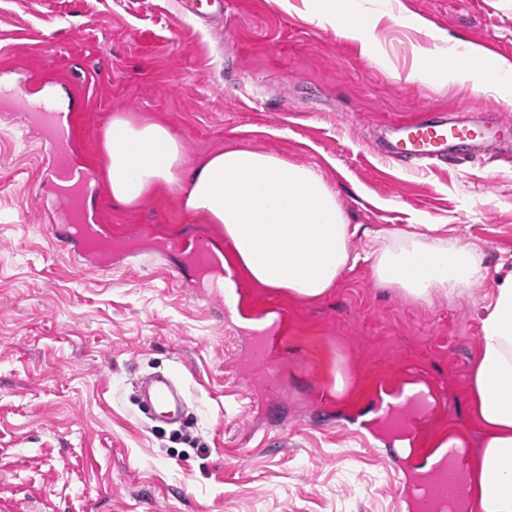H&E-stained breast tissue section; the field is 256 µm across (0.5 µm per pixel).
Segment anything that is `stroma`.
<instances>
[{
    "instance_id": "obj_1",
    "label": "stroma",
    "mask_w": 512,
    "mask_h": 512,
    "mask_svg": "<svg viewBox=\"0 0 512 512\" xmlns=\"http://www.w3.org/2000/svg\"><path fill=\"white\" fill-rule=\"evenodd\" d=\"M427 30L379 19L368 48L312 21L304 0H230L206 29L174 0H0V512H399V484L347 427L351 393L424 385L423 428L476 456L469 409L482 307L493 279L453 300L419 302L380 286L369 264L321 300L240 286L243 313L283 312L274 371L238 365L231 324L195 294L210 283L159 242L219 225L187 217L183 184L130 209L104 187L101 137L116 112L155 118L189 162L228 147L262 149L321 171L351 223L401 230L417 218L512 263V131L478 161L417 168L378 156V126L418 112L455 116L475 104L512 122V93L421 85L407 75L431 32L484 34L512 61V0H399ZM56 105L89 95L77 153L94 173L88 198L118 245L69 261L47 225L48 147L23 133L41 88ZM172 369L193 419L155 429L135 380ZM351 392L334 393L338 370Z\"/></svg>"
}]
</instances>
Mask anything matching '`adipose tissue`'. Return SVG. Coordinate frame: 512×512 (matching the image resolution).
Returning a JSON list of instances; mask_svg holds the SVG:
<instances>
[{"instance_id":"adipose-tissue-1","label":"adipose tissue","mask_w":512,"mask_h":512,"mask_svg":"<svg viewBox=\"0 0 512 512\" xmlns=\"http://www.w3.org/2000/svg\"><path fill=\"white\" fill-rule=\"evenodd\" d=\"M311 19L349 40L369 44L358 0H305ZM418 51L411 82L474 81L487 94L512 82V64L488 63L466 43L450 44L446 33ZM109 192L126 207L186 180L182 210L221 225L231 260L257 287L285 291L302 301L326 296L359 259L371 264L378 284L415 301L450 298L489 274L477 248L434 235L433 225L374 231L350 223L336 191L315 167L281 155L227 148L189 164L180 139L163 123L116 113L101 143ZM366 240L365 254L350 241ZM481 319L480 346L470 390L482 448L468 467L473 512H512V268H498Z\"/></svg>"}]
</instances>
